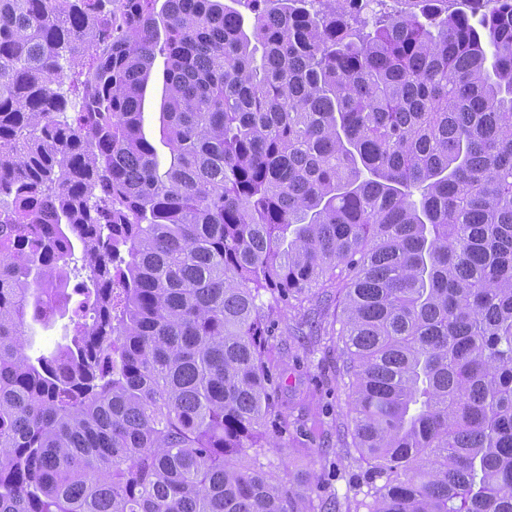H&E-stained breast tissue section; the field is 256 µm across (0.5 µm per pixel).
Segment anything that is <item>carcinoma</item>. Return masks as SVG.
Instances as JSON below:
<instances>
[{"mask_svg": "<svg viewBox=\"0 0 512 512\" xmlns=\"http://www.w3.org/2000/svg\"><path fill=\"white\" fill-rule=\"evenodd\" d=\"M157 2L0 0V512H337L268 457L314 297L357 507L512 512V0ZM163 58L157 57L155 72L146 90L144 102V133L160 155L168 156L169 150L160 142V106L163 90ZM68 323V318L59 320L55 326L43 329L41 326H35L36 336L33 338L32 352L39 353L47 348H51L59 336L62 335V326Z\"/></svg>", "mask_w": 512, "mask_h": 512, "instance_id": "carcinoma-1", "label": "carcinoma"}]
</instances>
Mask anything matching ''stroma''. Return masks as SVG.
<instances>
[{
  "instance_id": "obj_1",
  "label": "stroma",
  "mask_w": 512,
  "mask_h": 512,
  "mask_svg": "<svg viewBox=\"0 0 512 512\" xmlns=\"http://www.w3.org/2000/svg\"><path fill=\"white\" fill-rule=\"evenodd\" d=\"M147 87L144 133L160 144V106L163 61ZM333 309L313 300L280 305L272 322L270 359L281 374L280 407L297 438L293 445L269 452L274 473L285 483L300 476L314 477L313 498H333L340 512H355L356 489L366 463L347 447L343 432L350 423L348 392L336 384L341 345L331 331Z\"/></svg>"
}]
</instances>
